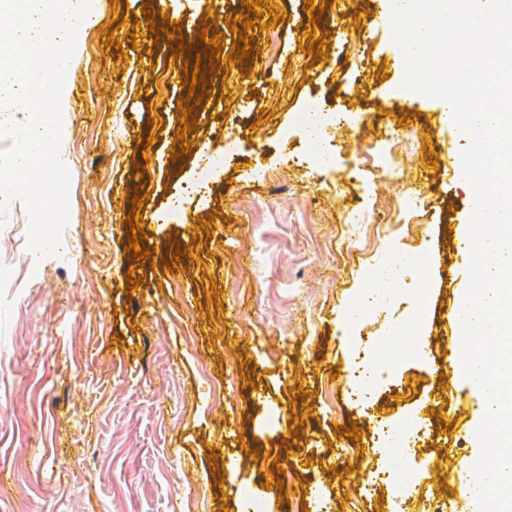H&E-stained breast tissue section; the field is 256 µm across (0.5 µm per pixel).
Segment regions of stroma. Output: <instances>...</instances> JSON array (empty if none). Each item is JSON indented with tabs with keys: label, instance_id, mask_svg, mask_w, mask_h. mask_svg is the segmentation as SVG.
I'll return each instance as SVG.
<instances>
[{
	"label": "stroma",
	"instance_id": "stroma-1",
	"mask_svg": "<svg viewBox=\"0 0 512 512\" xmlns=\"http://www.w3.org/2000/svg\"><path fill=\"white\" fill-rule=\"evenodd\" d=\"M264 2L240 65L229 62L238 35L221 24L225 69L195 106L192 149L181 155L177 104L189 86L179 74L201 39L194 28L155 38L143 11L201 22L237 14L246 0H90L62 91L71 236L38 278L23 263L26 206H9L15 285L0 288V512H243V485L265 512H327L323 489L336 500L328 512H418L392 486L357 485L346 451L361 447L379 466L367 427L416 414L444 381L435 370L442 332L468 286L452 238L468 229L471 207L439 147L462 152L465 136L434 99L402 89L387 0H360L372 20L361 29L339 22L337 0H312L326 11L315 23L305 0ZM275 12L283 22L272 23ZM314 29L327 34L319 56L306 52ZM143 57L151 70L134 67ZM314 97L335 115L326 173L305 164L301 135L282 136ZM390 133L403 146L385 179L358 155ZM146 137L151 145L138 150ZM229 138L237 148L228 155ZM203 171L208 190L191 192ZM425 172L422 208L398 218L403 189ZM138 186L154 252L136 267L124 218ZM354 214L388 227L387 249L422 255L428 269L407 272L372 325L343 319L376 254L350 224ZM208 224L224 227L223 239L205 236ZM179 250L184 260L171 263ZM132 275L141 285L130 286ZM404 323L415 351L380 371L379 402L363 417L349 398L357 354ZM214 384L224 389L218 406ZM481 400L466 388L455 421L428 423L408 460L420 493L433 484L431 449H445L457 479L461 460L479 456L471 428ZM276 465L288 490L270 494Z\"/></svg>",
	"mask_w": 512,
	"mask_h": 512
}]
</instances>
